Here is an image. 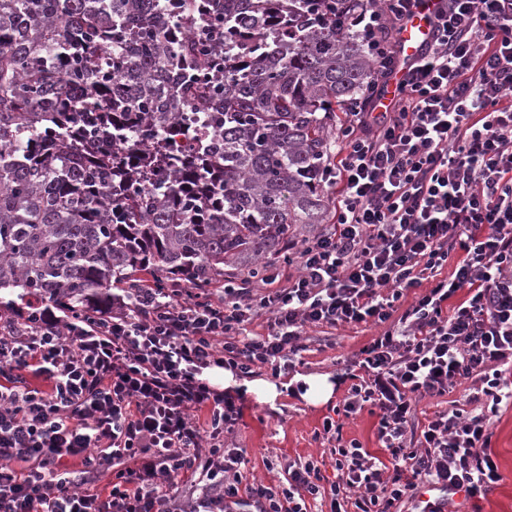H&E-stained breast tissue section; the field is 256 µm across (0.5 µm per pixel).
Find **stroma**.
<instances>
[{
    "instance_id": "1",
    "label": "stroma",
    "mask_w": 512,
    "mask_h": 512,
    "mask_svg": "<svg viewBox=\"0 0 512 512\" xmlns=\"http://www.w3.org/2000/svg\"><path fill=\"white\" fill-rule=\"evenodd\" d=\"M379 333L372 325L345 326L328 332L313 331L305 341L295 372L303 375H336L362 346ZM294 372V373H295ZM342 399L313 405L299 397L281 396L275 405L256 401L243 403L235 426L233 443L241 448L245 464L243 484L260 480L284 483L281 463L328 456L325 443L316 436L324 417L332 415ZM378 418L369 410L344 419L343 443L358 441L373 456L384 457L377 437ZM490 451L501 474L500 481L481 498L454 495L447 512H512V404L500 405L492 418Z\"/></svg>"
}]
</instances>
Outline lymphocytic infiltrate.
<instances>
[{
    "label": "lymphocytic infiltrate",
    "instance_id": "lymphocytic-infiltrate-1",
    "mask_svg": "<svg viewBox=\"0 0 512 512\" xmlns=\"http://www.w3.org/2000/svg\"><path fill=\"white\" fill-rule=\"evenodd\" d=\"M419 2L354 15L376 73L323 173L333 222L289 243L267 293L143 279L113 294L111 315L38 304L0 328V512H234L244 458L226 440L241 408L206 370L277 376L308 330L363 323L385 330L347 364L341 406L378 416L387 461L341 446L324 417L336 481L290 463L287 486L249 487L255 512H309L325 496L330 512H398L427 486L476 497L500 481L489 444L491 406L512 401V0H441L427 53L377 112ZM471 379L473 409L408 435L413 400ZM106 471L108 492L85 488Z\"/></svg>",
    "mask_w": 512,
    "mask_h": 512
}]
</instances>
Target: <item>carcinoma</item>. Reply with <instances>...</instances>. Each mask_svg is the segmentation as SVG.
<instances>
[{"label":"carcinoma","mask_w":512,"mask_h":512,"mask_svg":"<svg viewBox=\"0 0 512 512\" xmlns=\"http://www.w3.org/2000/svg\"><path fill=\"white\" fill-rule=\"evenodd\" d=\"M373 0H0V291L112 312L326 223Z\"/></svg>","instance_id":"obj_1"}]
</instances>
